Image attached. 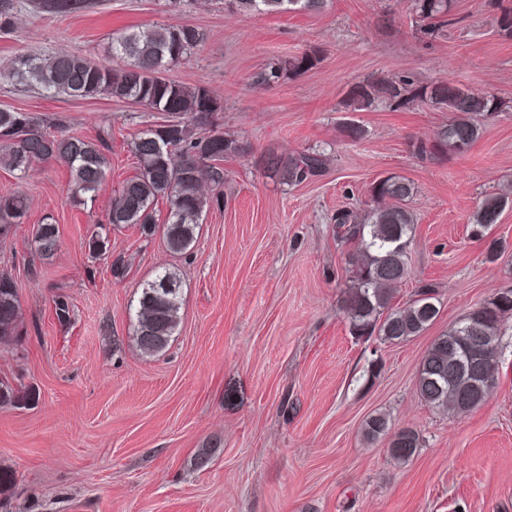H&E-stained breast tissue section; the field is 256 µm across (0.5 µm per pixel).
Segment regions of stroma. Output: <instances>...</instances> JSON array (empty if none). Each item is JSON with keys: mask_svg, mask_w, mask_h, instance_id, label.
Returning <instances> with one entry per match:
<instances>
[{"mask_svg": "<svg viewBox=\"0 0 512 512\" xmlns=\"http://www.w3.org/2000/svg\"><path fill=\"white\" fill-rule=\"evenodd\" d=\"M23 0L0 32V68L24 53H74L113 69L112 39L127 30L189 25L202 43L166 78L220 99L221 129L250 148L224 161V205L208 210L194 247L170 253L161 236L114 229L109 259L85 241L105 222L113 187L133 176L130 143L159 113L107 96H49L0 80V109L62 119L70 132L110 144L107 186L69 201L68 169L33 164L25 179L0 168V196L22 195L27 218L0 246V275L18 289L16 341L0 346V377L30 404L0 407V512H512V315L502 324L498 384L464 415L426 404L416 390L433 340L472 308L512 288V207L485 238L470 219L491 194L512 195V111L490 119L465 153L418 160L412 139H431L448 113L379 105L348 112L356 83L412 75L448 79L512 104V37L497 19L512 0H453L455 25L422 36L411 0H328L323 12L239 13L224 0H87L57 14ZM316 53L313 69L263 85L272 62ZM362 125L359 142L343 134ZM325 151L321 175L287 186L261 155ZM411 180V273L393 306L435 284L436 319L392 344L350 331L347 246L337 210L365 214L375 180ZM52 217L57 253L32 252V225ZM508 242L493 263L490 241ZM123 275L110 269L113 260ZM175 270L182 322L168 349L145 356L133 341L142 282ZM74 307L53 314L57 296ZM385 415L388 433L364 436ZM410 428L422 446L408 461L389 452ZM209 462L199 467L197 457Z\"/></svg>", "mask_w": 512, "mask_h": 512, "instance_id": "obj_1", "label": "stroma"}]
</instances>
